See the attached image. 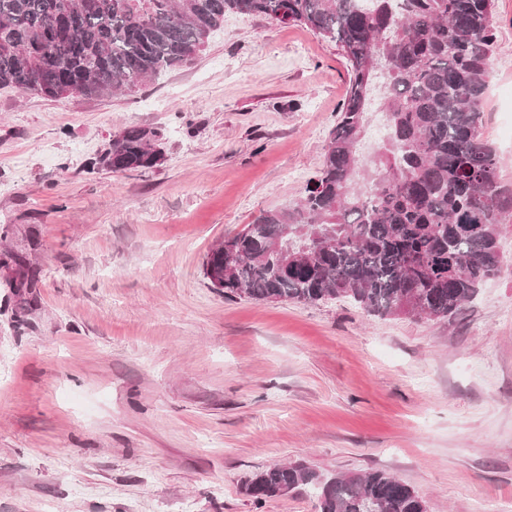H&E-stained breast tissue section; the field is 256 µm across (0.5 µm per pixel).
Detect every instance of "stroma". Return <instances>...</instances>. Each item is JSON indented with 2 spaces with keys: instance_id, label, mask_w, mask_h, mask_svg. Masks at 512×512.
<instances>
[{
  "instance_id": "35a3bbf8",
  "label": "stroma",
  "mask_w": 512,
  "mask_h": 512,
  "mask_svg": "<svg viewBox=\"0 0 512 512\" xmlns=\"http://www.w3.org/2000/svg\"><path fill=\"white\" fill-rule=\"evenodd\" d=\"M481 132L512 183V0ZM349 82L297 25L229 15L131 93L0 89V512H319L254 473L389 472L427 512L512 502V274L457 316L228 298L203 264L319 169ZM155 131L144 171L87 168Z\"/></svg>"
}]
</instances>
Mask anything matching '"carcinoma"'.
Listing matches in <instances>:
<instances>
[{
  "instance_id": "1",
  "label": "carcinoma",
  "mask_w": 512,
  "mask_h": 512,
  "mask_svg": "<svg viewBox=\"0 0 512 512\" xmlns=\"http://www.w3.org/2000/svg\"><path fill=\"white\" fill-rule=\"evenodd\" d=\"M0 0V88L59 97L130 91L192 59L227 14L295 24L335 44L350 74L324 157L299 201L267 210L211 250L224 295L347 299L370 316L445 319L512 268L499 241L512 187L481 133L495 0ZM389 138L360 151L374 102ZM152 131L113 136L97 168L147 170ZM305 488L320 512H427L384 470L320 474L302 462L253 474L261 503Z\"/></svg>"
}]
</instances>
